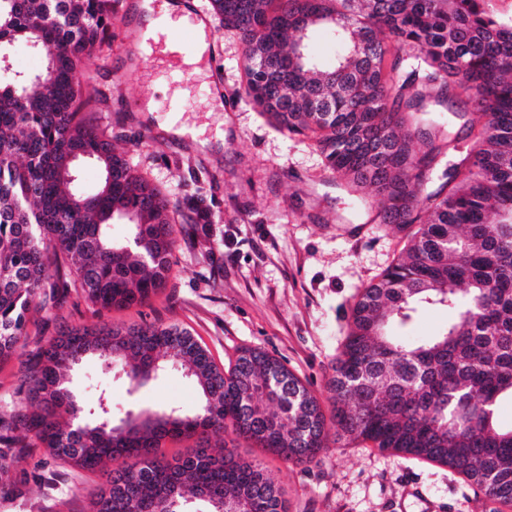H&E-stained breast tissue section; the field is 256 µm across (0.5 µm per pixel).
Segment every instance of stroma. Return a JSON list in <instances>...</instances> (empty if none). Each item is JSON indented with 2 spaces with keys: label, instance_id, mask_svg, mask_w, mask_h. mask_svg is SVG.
Listing matches in <instances>:
<instances>
[{
  "label": "stroma",
  "instance_id": "obj_1",
  "mask_svg": "<svg viewBox=\"0 0 512 512\" xmlns=\"http://www.w3.org/2000/svg\"><path fill=\"white\" fill-rule=\"evenodd\" d=\"M210 14L214 84H199L183 98L181 75L164 58L129 60L123 37L137 12L119 9V40L80 63L89 88L105 98L96 123L116 151L171 201L196 194L211 200L216 222L209 233L177 221L172 272L147 303L96 310L73 299L31 316L32 337L50 340L73 326L155 322L189 329L215 363L227 366L246 347L281 359L327 401L331 367L348 333L350 309L406 243L403 233L375 216L374 192H350L326 169L314 143L277 131L246 97L241 48L210 0H194ZM229 108L210 109L215 86ZM155 106L146 111L144 93ZM70 389L85 406L109 391L117 407H179L196 414L200 391L169 371L138 392L127 379L90 359L70 375ZM242 457L263 463L283 487L289 512H469L470 488L447 467L337 440L328 431L318 465L295 466L241 442ZM31 480L24 495L0 512H89L105 482L102 472L50 468L43 449L22 451ZM55 474L54 485L43 481Z\"/></svg>",
  "mask_w": 512,
  "mask_h": 512
}]
</instances>
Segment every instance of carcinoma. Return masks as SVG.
Wrapping results in <instances>:
<instances>
[{"instance_id":"carcinoma-1","label":"carcinoma","mask_w":512,"mask_h":512,"mask_svg":"<svg viewBox=\"0 0 512 512\" xmlns=\"http://www.w3.org/2000/svg\"><path fill=\"white\" fill-rule=\"evenodd\" d=\"M118 0H0V51L24 41L45 56L33 76L0 79V361L25 346L29 314L71 295L102 310L143 304L163 290L176 241L170 199L91 123L102 103L86 90L81 56L112 38ZM242 47L245 93L291 135L312 140L325 167L356 192L382 198L378 223L408 245L360 292L328 381L330 411L280 360L245 349L219 367L192 333L158 323L76 327L40 347L19 399L0 409V499L28 483L18 468L32 439L87 472L112 463L90 512H288L280 489L235 445L252 441L282 461L312 463L326 429L437 463L462 477L487 512L512 508V19L491 0H211ZM326 32L333 64L315 56ZM392 37L389 42L386 37ZM418 51L403 75L402 50ZM433 102L462 121L424 117ZM94 161L92 191L73 174ZM190 223H215L198 195L179 204ZM122 220L125 235L112 234ZM453 317L425 339L405 335L422 310ZM96 357L133 393L169 369L194 379L199 412L87 410L67 373ZM198 437L170 458L168 438Z\"/></svg>"}]
</instances>
